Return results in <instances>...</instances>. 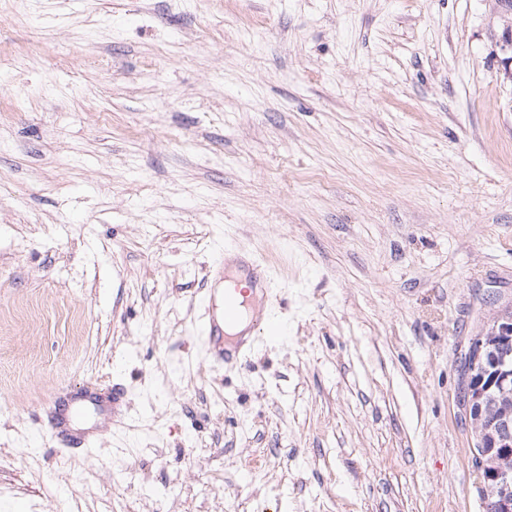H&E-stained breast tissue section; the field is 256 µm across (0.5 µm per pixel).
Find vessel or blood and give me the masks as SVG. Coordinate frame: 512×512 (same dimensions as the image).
<instances>
[{"label":"vessel or blood","mask_w":512,"mask_h":512,"mask_svg":"<svg viewBox=\"0 0 512 512\" xmlns=\"http://www.w3.org/2000/svg\"><path fill=\"white\" fill-rule=\"evenodd\" d=\"M209 282L200 325L205 360L213 367L242 365L253 343L269 328L261 302L274 290L272 270L255 256L228 248L212 263ZM125 400L119 383L88 382L66 389L51 402V434L66 452L90 447L122 416Z\"/></svg>","instance_id":"obj_1"}]
</instances>
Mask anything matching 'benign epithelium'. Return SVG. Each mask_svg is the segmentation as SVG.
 <instances>
[{
	"mask_svg": "<svg viewBox=\"0 0 512 512\" xmlns=\"http://www.w3.org/2000/svg\"><path fill=\"white\" fill-rule=\"evenodd\" d=\"M465 357L460 401L478 440L483 512H512V309L469 339Z\"/></svg>",
	"mask_w": 512,
	"mask_h": 512,
	"instance_id": "7a95c632",
	"label": "benign epithelium"
}]
</instances>
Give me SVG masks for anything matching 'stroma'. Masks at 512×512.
Listing matches in <instances>:
<instances>
[{
    "instance_id": "obj_1",
    "label": "stroma",
    "mask_w": 512,
    "mask_h": 512,
    "mask_svg": "<svg viewBox=\"0 0 512 512\" xmlns=\"http://www.w3.org/2000/svg\"><path fill=\"white\" fill-rule=\"evenodd\" d=\"M228 247L284 333L210 370ZM510 305L502 0H0V512H482ZM116 379L60 453L55 393ZM460 401L478 440L483 512H512V307L469 339ZM125 400L126 391L120 383L102 386L87 382L77 389L67 388L49 404L51 434L67 453L90 448L122 416ZM88 410L104 418L101 426H87Z\"/></svg>"
}]
</instances>
